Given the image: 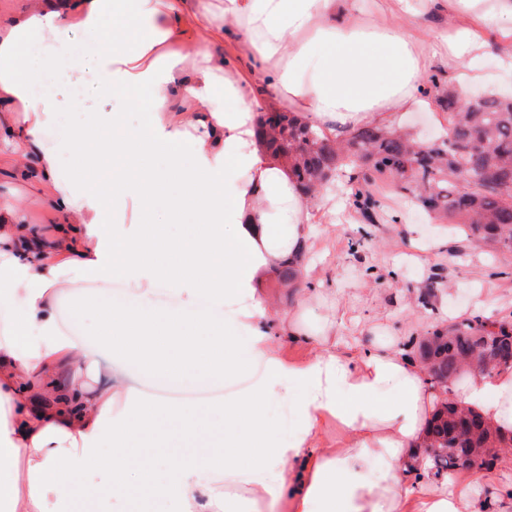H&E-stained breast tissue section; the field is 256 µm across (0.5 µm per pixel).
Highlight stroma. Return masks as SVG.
Here are the masks:
<instances>
[{"label": "stroma", "instance_id": "stroma-1", "mask_svg": "<svg viewBox=\"0 0 512 512\" xmlns=\"http://www.w3.org/2000/svg\"><path fill=\"white\" fill-rule=\"evenodd\" d=\"M342 181L329 182L314 199L325 217L308 242L312 269L299 290L270 284L278 299V319L288 322L306 311L310 324L343 321L349 338L368 345L402 336L422 338L437 327L478 314L499 321L512 319V256L502 255L466 238L455 226L436 224L416 212L409 194L391 181L378 183L383 221L372 224L346 209ZM14 192L27 220L43 238L57 233L56 217L46 187L18 182ZM56 308L67 311L77 336L93 339L98 319L85 311L87 301L111 308L143 305L147 310L181 309L166 289L142 300L124 280L110 287L99 278L75 272ZM302 287V288H303ZM100 362L114 385L182 399L196 393L193 385L166 386L142 372L135 361L102 355ZM75 512H172L171 502L144 495L118 500L102 493L89 502L74 503Z\"/></svg>", "mask_w": 512, "mask_h": 512}]
</instances>
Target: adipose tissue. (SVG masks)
I'll return each mask as SVG.
<instances>
[{
	"instance_id": "ef3b65f1",
	"label": "adipose tissue",
	"mask_w": 512,
	"mask_h": 512,
	"mask_svg": "<svg viewBox=\"0 0 512 512\" xmlns=\"http://www.w3.org/2000/svg\"><path fill=\"white\" fill-rule=\"evenodd\" d=\"M427 16L437 25L424 27ZM487 25L495 42L479 35ZM72 33L100 45L80 64L78 86L145 113L140 126L104 113L46 141L55 102L38 83ZM224 35L228 55L215 47ZM489 50L497 64L485 70L478 61ZM440 71L462 90L512 86V0H382L374 18L364 0H197L191 10L186 0H28L0 15V141L15 147L8 171L49 188L61 222L56 240H40L23 208L0 197V310L23 306L0 334V512L91 500L98 489L86 477L98 471L109 473L112 497L150 492L177 512H232L245 501L268 512H489L479 490L497 483L496 471L446 483L421 455L446 401L512 433V366L437 387L410 348L331 343L295 321L274 325L265 287L286 261L307 275L319 211L260 144L257 86L333 135L430 107ZM109 161L111 184L83 180ZM131 203V223H105L107 208ZM167 218L183 221L184 237L169 236ZM67 268L122 278L145 297L165 287L188 305L241 302L237 325L252 351L243 357L236 337L177 311L104 308L96 338L112 354L176 386L251 372L256 357L264 373L211 410L95 384L97 352L64 335L54 313ZM285 333L314 354L284 361L273 337ZM292 394L298 425L277 445L266 411ZM214 411L224 422L217 441ZM329 421L339 431L332 450ZM165 422L199 449L168 457L159 484L142 442L162 439ZM374 457L382 468L372 476Z\"/></svg>"
}]
</instances>
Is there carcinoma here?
<instances>
[{
  "instance_id": "cac0c4a2",
  "label": "carcinoma",
  "mask_w": 512,
  "mask_h": 512,
  "mask_svg": "<svg viewBox=\"0 0 512 512\" xmlns=\"http://www.w3.org/2000/svg\"><path fill=\"white\" fill-rule=\"evenodd\" d=\"M434 88V102L448 113V131L424 143L372 123L332 139L296 112H266L259 126L302 195L313 198L344 177L353 207L373 223L381 208L373 186L387 177L426 214L460 224L477 241L511 255L512 96L482 91L472 104L439 91L437 83ZM487 326L480 315L465 318L434 330L413 354L426 363L432 382H453L490 356L512 357V322L498 323L496 339ZM427 448L429 468L449 476L476 455L479 467L494 465L498 451L512 448V437H501L478 413L447 403L429 428Z\"/></svg>"
}]
</instances>
